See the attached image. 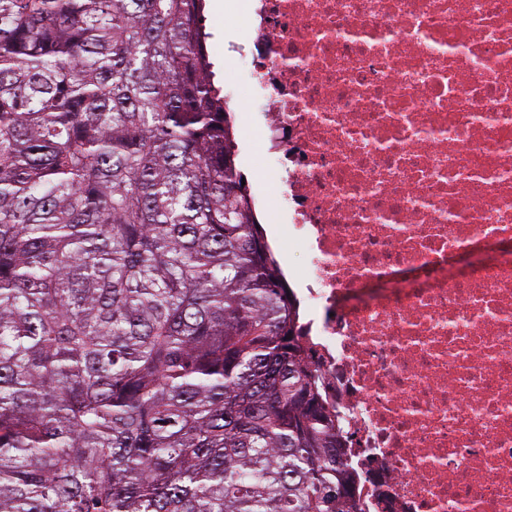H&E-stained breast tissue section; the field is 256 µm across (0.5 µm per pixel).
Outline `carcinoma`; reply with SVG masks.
Instances as JSON below:
<instances>
[{
    "mask_svg": "<svg viewBox=\"0 0 512 512\" xmlns=\"http://www.w3.org/2000/svg\"><path fill=\"white\" fill-rule=\"evenodd\" d=\"M206 0H0V512H357Z\"/></svg>",
    "mask_w": 512,
    "mask_h": 512,
    "instance_id": "obj_1",
    "label": "carcinoma"
}]
</instances>
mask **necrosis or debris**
Segmentation results:
<instances>
[{
	"label": "necrosis or debris",
	"mask_w": 512,
	"mask_h": 512,
	"mask_svg": "<svg viewBox=\"0 0 512 512\" xmlns=\"http://www.w3.org/2000/svg\"><path fill=\"white\" fill-rule=\"evenodd\" d=\"M270 247L362 512H512V0H246Z\"/></svg>",
	"instance_id": "1"
}]
</instances>
